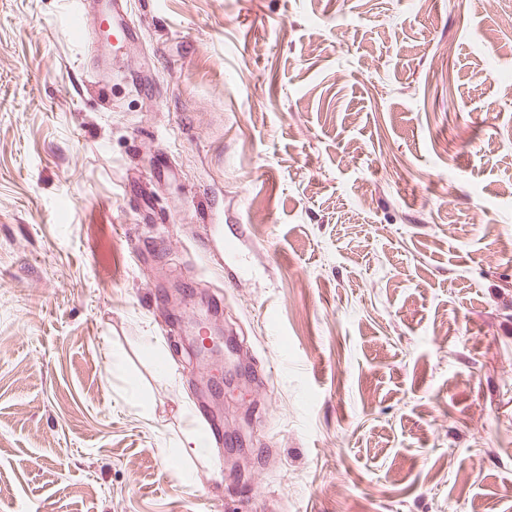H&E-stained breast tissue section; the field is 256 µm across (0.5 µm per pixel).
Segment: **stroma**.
I'll return each instance as SVG.
<instances>
[{
  "instance_id": "35a3bbf8",
  "label": "stroma",
  "mask_w": 512,
  "mask_h": 512,
  "mask_svg": "<svg viewBox=\"0 0 512 512\" xmlns=\"http://www.w3.org/2000/svg\"><path fill=\"white\" fill-rule=\"evenodd\" d=\"M130 2L0 0V512H512V0ZM102 13L117 41L131 42L137 38V27L129 13L127 0H106Z\"/></svg>"
}]
</instances>
